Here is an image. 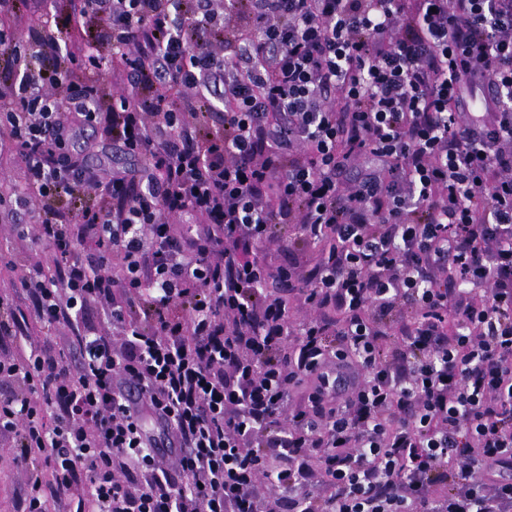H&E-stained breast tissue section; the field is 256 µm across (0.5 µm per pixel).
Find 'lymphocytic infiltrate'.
Segmentation results:
<instances>
[{
	"label": "lymphocytic infiltrate",
	"mask_w": 512,
	"mask_h": 512,
	"mask_svg": "<svg viewBox=\"0 0 512 512\" xmlns=\"http://www.w3.org/2000/svg\"><path fill=\"white\" fill-rule=\"evenodd\" d=\"M38 4L0 0L16 512H512V0H82L78 54ZM15 144L7 134L0 135V181L1 178L12 180L19 189L22 187V175L14 162ZM295 258L299 260L297 263V273L305 274L317 260V254L312 247L302 242H290L286 246L271 245L259 253L258 259L267 271V287L276 297H281L288 302L289 314L294 322H299L309 317L312 312L309 307L304 304L302 298L293 292L283 291L278 287L279 271L281 268H292L295 264Z\"/></svg>",
	"instance_id": "lymphocytic-infiltrate-1"
}]
</instances>
